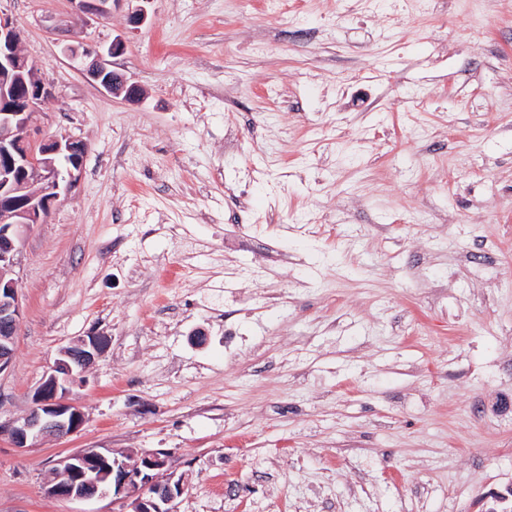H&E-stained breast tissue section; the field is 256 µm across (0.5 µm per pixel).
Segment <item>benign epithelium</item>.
Wrapping results in <instances>:
<instances>
[{
	"mask_svg": "<svg viewBox=\"0 0 512 512\" xmlns=\"http://www.w3.org/2000/svg\"><path fill=\"white\" fill-rule=\"evenodd\" d=\"M117 0H72L74 18L94 11L110 13ZM20 32L13 20L0 13V371L10 363L21 318L19 280L13 277L21 229L42 223L60 197L67 195L82 168L86 145L67 133L38 141L31 138V114L50 95L39 64L18 50ZM117 39L104 51L69 46L67 51L86 62L87 76L115 95H135L112 71V58L122 53ZM103 336L79 339L59 350L23 417L0 422L14 447H33L47 436L76 432L83 413L70 399L72 388L105 347ZM170 453L155 449L110 455L87 448L61 460L46 483V492L58 500L122 496L127 512H174L183 493L180 480L161 483L155 471L167 467Z\"/></svg>",
	"mask_w": 512,
	"mask_h": 512,
	"instance_id": "1",
	"label": "benign epithelium"
}]
</instances>
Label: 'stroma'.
Returning <instances> with one entry per match:
<instances>
[{"instance_id": "stroma-1", "label": "stroma", "mask_w": 512, "mask_h": 512, "mask_svg": "<svg viewBox=\"0 0 512 512\" xmlns=\"http://www.w3.org/2000/svg\"><path fill=\"white\" fill-rule=\"evenodd\" d=\"M131 9L0 0L52 88L34 135L87 145L23 233L0 421L62 347L107 339L77 433H0V512H121L47 497L85 448L169 450L176 512L512 506V0ZM118 37L136 100L63 51ZM242 224L263 227L245 252ZM228 324L248 333L230 364Z\"/></svg>"}]
</instances>
